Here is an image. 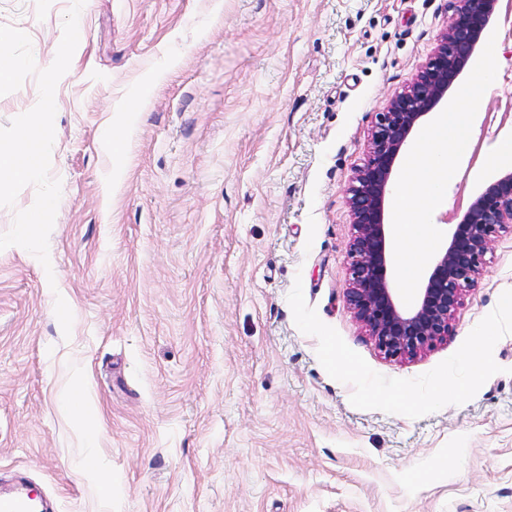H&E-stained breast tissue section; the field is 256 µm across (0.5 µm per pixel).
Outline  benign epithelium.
Returning a JSON list of instances; mask_svg holds the SVG:
<instances>
[{
	"mask_svg": "<svg viewBox=\"0 0 512 512\" xmlns=\"http://www.w3.org/2000/svg\"><path fill=\"white\" fill-rule=\"evenodd\" d=\"M451 11L434 55L408 91L377 113L367 162L355 172L349 204L355 238L348 297L356 318L384 354L411 361L448 340L465 287L481 273L490 242L512 224V168L501 173L459 216L446 244L432 256L410 300L392 273L386 200L396 160L425 118L447 101L497 13L498 0H448Z\"/></svg>",
	"mask_w": 512,
	"mask_h": 512,
	"instance_id": "1",
	"label": "benign epithelium"
}]
</instances>
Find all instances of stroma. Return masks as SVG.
Wrapping results in <instances>:
<instances>
[{
	"mask_svg": "<svg viewBox=\"0 0 512 512\" xmlns=\"http://www.w3.org/2000/svg\"><path fill=\"white\" fill-rule=\"evenodd\" d=\"M72 3L0 0V25L51 61ZM449 17L448 0H86L55 90L51 265L0 251L1 480L42 484L54 512H512V334L472 399L410 418L353 406L287 300L301 282L374 371L412 379L512 290L508 227L448 340L411 361L380 351L348 302L347 189ZM480 54L493 88L450 95L472 147L427 214L439 246L512 143V28L494 24ZM78 384L84 418L64 406ZM91 447L111 499L73 472Z\"/></svg>",
	"mask_w": 512,
	"mask_h": 512,
	"instance_id": "obj_1",
	"label": "stroma"
}]
</instances>
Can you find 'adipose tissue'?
Masks as SVG:
<instances>
[{
    "mask_svg": "<svg viewBox=\"0 0 512 512\" xmlns=\"http://www.w3.org/2000/svg\"><path fill=\"white\" fill-rule=\"evenodd\" d=\"M469 144V129L457 107L436 118L405 163L394 201V234L403 255L400 273L408 284L416 283L427 260L422 243L431 232L424 223L425 214L442 205L443 189L456 175L450 158L466 152Z\"/></svg>",
    "mask_w": 512,
    "mask_h": 512,
    "instance_id": "obj_1",
    "label": "adipose tissue"
}]
</instances>
